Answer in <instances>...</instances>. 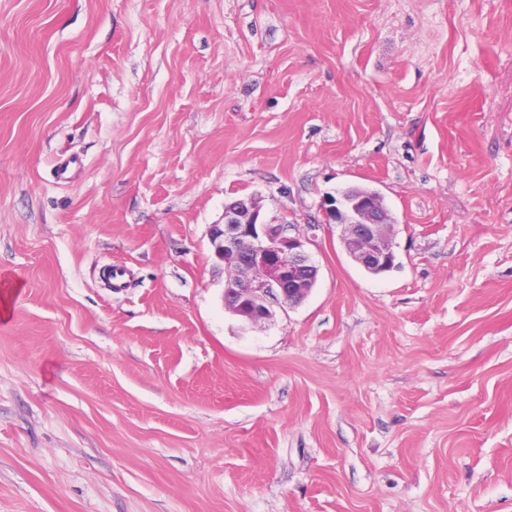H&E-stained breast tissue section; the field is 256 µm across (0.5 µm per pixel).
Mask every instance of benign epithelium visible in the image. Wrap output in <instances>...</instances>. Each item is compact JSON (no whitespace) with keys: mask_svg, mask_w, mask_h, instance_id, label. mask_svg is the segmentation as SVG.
Segmentation results:
<instances>
[{"mask_svg":"<svg viewBox=\"0 0 512 512\" xmlns=\"http://www.w3.org/2000/svg\"><path fill=\"white\" fill-rule=\"evenodd\" d=\"M323 223L336 226L346 253L368 272L395 267L393 225L380 196L361 195L350 203L343 191L326 195ZM214 256L224 262V306L244 321L257 324L273 317V308L303 302L315 287L319 269L303 234H287V225L266 222L252 197L224 205L223 222L209 227Z\"/></svg>","mask_w":512,"mask_h":512,"instance_id":"1","label":"benign epithelium"}]
</instances>
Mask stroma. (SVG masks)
I'll list each match as a JSON object with an SVG mask.
<instances>
[{"mask_svg": "<svg viewBox=\"0 0 512 512\" xmlns=\"http://www.w3.org/2000/svg\"><path fill=\"white\" fill-rule=\"evenodd\" d=\"M250 195L319 268L258 326ZM4 278L0 512H512V0H0ZM343 190L324 196L320 204L323 222L339 229L340 239L349 257L368 272H384L395 267L392 244L394 225L380 196L361 195L349 204ZM261 209L252 196L233 199L224 205L222 224L209 227L212 252L228 273L225 309L251 324L272 318L274 306L303 302L319 274L307 251L310 239L264 221Z\"/></svg>", "mask_w": 512, "mask_h": 512, "instance_id": "obj_1", "label": "stroma"}]
</instances>
